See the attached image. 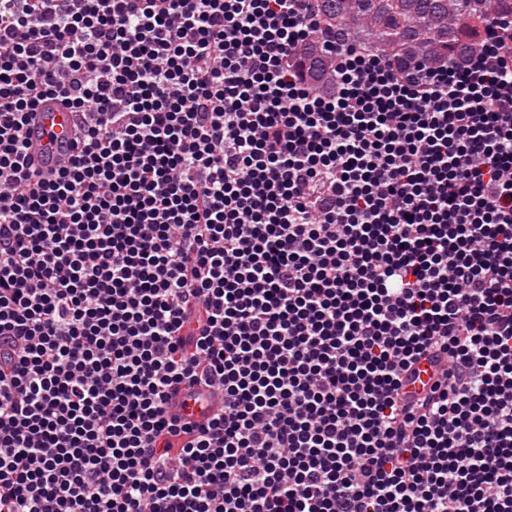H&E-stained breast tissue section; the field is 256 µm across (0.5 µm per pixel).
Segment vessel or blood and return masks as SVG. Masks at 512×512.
Instances as JSON below:
<instances>
[{
    "mask_svg": "<svg viewBox=\"0 0 512 512\" xmlns=\"http://www.w3.org/2000/svg\"><path fill=\"white\" fill-rule=\"evenodd\" d=\"M72 114L58 100L44 101L29 127V152L42 173L56 170L70 155ZM444 364L435 360L420 361L413 373L403 378L401 393L412 398L427 391L436 381ZM172 412L203 423L224 407V398L219 394H205L195 398L186 391H178L170 400Z\"/></svg>",
    "mask_w": 512,
    "mask_h": 512,
    "instance_id": "b4317fda",
    "label": "vessel or blood"
}]
</instances>
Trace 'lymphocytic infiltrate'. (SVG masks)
I'll list each match as a JSON object with an SVG mask.
<instances>
[{
    "mask_svg": "<svg viewBox=\"0 0 512 512\" xmlns=\"http://www.w3.org/2000/svg\"><path fill=\"white\" fill-rule=\"evenodd\" d=\"M318 24L0 0V512H512V20L424 76L326 36L321 92ZM72 113L58 100L44 101L29 126V153L44 174L56 170L69 158ZM445 367L443 361L422 360L414 369L415 373H409L403 377L401 393L404 397L413 398L427 391L433 382L437 380L439 371ZM170 407L174 413L203 423L224 409V398L221 394L211 393L197 399L180 390L172 395Z\"/></svg>",
    "mask_w": 512,
    "mask_h": 512,
    "instance_id": "lymphocytic-infiltrate-1",
    "label": "lymphocytic infiltrate"
}]
</instances>
